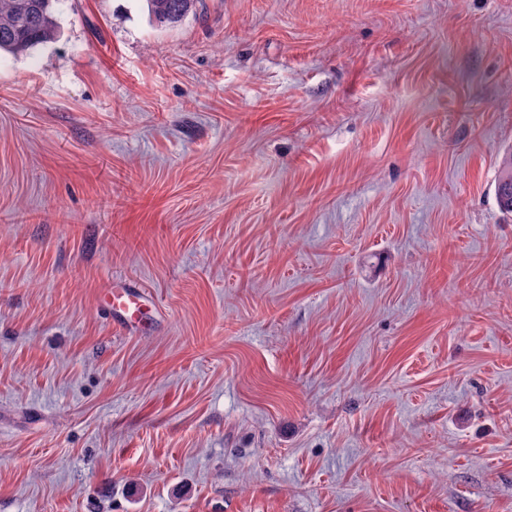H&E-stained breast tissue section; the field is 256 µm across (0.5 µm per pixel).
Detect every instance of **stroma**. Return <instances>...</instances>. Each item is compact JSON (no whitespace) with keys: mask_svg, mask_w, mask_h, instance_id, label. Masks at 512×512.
<instances>
[{"mask_svg":"<svg viewBox=\"0 0 512 512\" xmlns=\"http://www.w3.org/2000/svg\"><path fill=\"white\" fill-rule=\"evenodd\" d=\"M56 17L0 55V512H512V0ZM495 195L501 210L512 213V152L507 153L500 163ZM151 296L136 283L114 285L108 290V314L111 321L126 331H137L148 308Z\"/></svg>","mask_w":512,"mask_h":512,"instance_id":"1","label":"stroma"}]
</instances>
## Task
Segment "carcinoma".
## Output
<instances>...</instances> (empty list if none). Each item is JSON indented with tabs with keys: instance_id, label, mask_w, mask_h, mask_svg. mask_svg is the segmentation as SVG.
Here are the masks:
<instances>
[{
	"instance_id": "carcinoma-1",
	"label": "carcinoma",
	"mask_w": 512,
	"mask_h": 512,
	"mask_svg": "<svg viewBox=\"0 0 512 512\" xmlns=\"http://www.w3.org/2000/svg\"><path fill=\"white\" fill-rule=\"evenodd\" d=\"M62 0H0V53H26L54 41L59 33L56 4ZM152 20L175 26L196 14L199 0H146ZM495 195L501 210L512 213V152L500 163Z\"/></svg>"
}]
</instances>
